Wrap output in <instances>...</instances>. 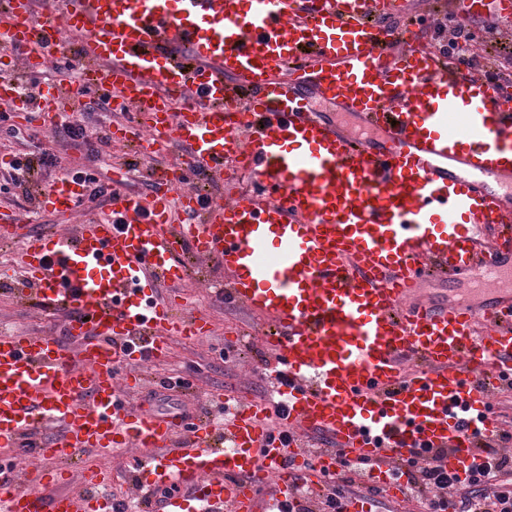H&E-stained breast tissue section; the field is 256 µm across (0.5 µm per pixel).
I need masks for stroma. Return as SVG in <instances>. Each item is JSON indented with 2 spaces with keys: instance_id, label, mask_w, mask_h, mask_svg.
Listing matches in <instances>:
<instances>
[{
  "instance_id": "stroma-1",
  "label": "stroma",
  "mask_w": 512,
  "mask_h": 512,
  "mask_svg": "<svg viewBox=\"0 0 512 512\" xmlns=\"http://www.w3.org/2000/svg\"><path fill=\"white\" fill-rule=\"evenodd\" d=\"M90 148L89 142L72 141L35 125L17 127L12 137L0 134V157L14 150L36 155L48 151L57 156L59 164L56 168L39 170L33 175L34 182L42 187L78 168ZM105 152L97 176L103 184L116 190L146 189L147 174L155 168L175 163L178 157L174 149L160 155L143 152L133 141L110 143ZM225 284L223 268L210 260L191 266L183 282L160 286L156 293L158 299L181 294L185 311L207 317L210 333L197 341H173L165 361L136 367L140 387L133 392V399L146 398L149 391L156 389L161 377L184 371L190 365L196 368L195 393L183 396L184 404H192L195 398L206 399L213 394L233 398L256 397L263 393L266 383L262 373L267 360L262 336L265 320L245 305L217 301L215 292ZM1 328L17 332L57 333L61 330V321L45 314L35 303L22 304L13 295L0 292ZM82 465L117 475V483L107 486V493L120 498L129 497L127 453L103 454L89 450L82 454Z\"/></svg>"
}]
</instances>
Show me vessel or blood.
Masks as SVG:
<instances>
[{"label": "vessel or blood", "instance_id": "obj_1", "mask_svg": "<svg viewBox=\"0 0 512 512\" xmlns=\"http://www.w3.org/2000/svg\"><path fill=\"white\" fill-rule=\"evenodd\" d=\"M402 0H10L0 28L26 74L75 60L78 88L0 105L53 128L84 96L136 112L147 151H180L144 191H117L106 217L29 234L0 211V239L27 236L18 300L63 321L62 336L0 332V512H113L102 477L71 463L89 449L130 452L142 512H288L323 490L337 456L390 469L432 459L470 465L512 381V95L414 46ZM512 15V0H464L458 15ZM352 118H325L319 105ZM245 148L251 189L169 221L173 186L223 177ZM63 177L43 207L75 215ZM219 261L225 298L265 316L272 388L225 404L214 423L134 405L123 364L157 361L206 319L156 298L183 280L185 255ZM284 398L290 443L266 414ZM325 440L316 459L304 436ZM270 492L258 502L254 488ZM181 492L157 504L155 487Z\"/></svg>", "mask_w": 512, "mask_h": 512}]
</instances>
